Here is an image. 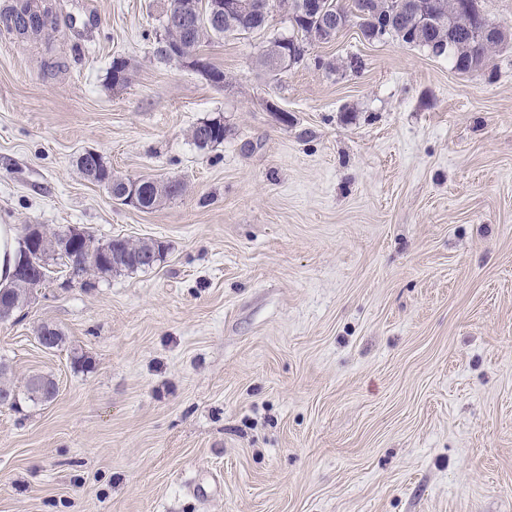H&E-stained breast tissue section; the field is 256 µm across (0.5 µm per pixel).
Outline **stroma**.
<instances>
[{"mask_svg": "<svg viewBox=\"0 0 512 512\" xmlns=\"http://www.w3.org/2000/svg\"><path fill=\"white\" fill-rule=\"evenodd\" d=\"M168 5L56 0L61 34L0 32V224L164 248L52 264L0 322V512H512V44L462 74L352 22L275 80L274 0L203 45L218 87L154 58ZM87 149L185 189L117 204ZM100 154L99 152L95 150H87L83 154L79 156L77 159L76 165L79 169V171L84 175L86 179L92 182L96 183H103L105 184L109 189V179L107 178L108 171L112 172L111 168L107 165V163L104 161V159L101 160L102 162L96 165V168L88 169L84 162L90 161L92 163H97L99 161ZM83 160L84 162H82ZM147 244V245H146ZM99 246H104L106 249L105 251L106 252H101L99 253L98 255V262H99V269H100V272L99 273H102V274H107V273H112V272H115V273H118V272H122V271H136L138 269H146V268H150L152 266H150V264H148V262H145L142 266H137V267H134V266H125V267H121V268H116V269H113L112 268V253H115V252H121V253H126V252H133V253H145L146 251L148 252H152L153 256L155 257V263L158 261H161V259L163 258V249H162V246L159 245V246H151V244L149 243V240H139L137 242H131L129 239H115L113 241L110 240L109 242L105 243V244H99ZM56 389L55 381L52 378L43 375H34L27 383V392L31 397L44 401L54 397Z\"/></svg>", "mask_w": 512, "mask_h": 512, "instance_id": "1", "label": "stroma"}]
</instances>
